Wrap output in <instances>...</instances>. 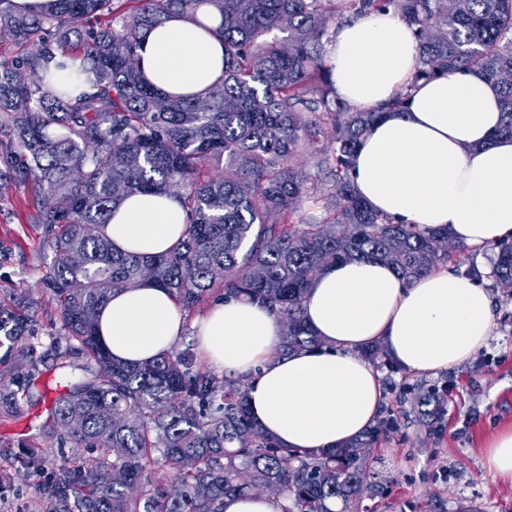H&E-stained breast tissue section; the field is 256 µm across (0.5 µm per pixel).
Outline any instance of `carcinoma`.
Instances as JSON below:
<instances>
[{
	"mask_svg": "<svg viewBox=\"0 0 512 512\" xmlns=\"http://www.w3.org/2000/svg\"><path fill=\"white\" fill-rule=\"evenodd\" d=\"M128 5L120 13L115 2ZM393 11L419 42L412 82L481 71L500 90L501 135L512 136V0H55L46 13L0 0V184L29 185L35 223L52 253L44 285L59 308L60 336L47 354L82 374L54 400L43 430L58 446L93 448L57 463L31 446L0 465V496L14 473L32 478L24 512H224V497L276 484L283 512H352L371 489L366 449L392 428L378 421L334 451L284 448L251 419L241 378L198 364L187 345L134 366L112 361L96 323L116 289L153 285L183 311L229 298L268 308L281 351L320 345L303 317L306 291L332 262L374 258L401 277L441 263L483 274L448 232L399 224L371 209L350 179L369 127L403 104L358 112L336 96L318 46L331 20ZM180 15L224 42V81L203 96L165 94L142 74L147 34ZM288 32V44L268 40ZM57 54L79 61L73 84L52 91ZM333 150H328V143ZM307 153L311 173L293 164ZM224 167L218 178L205 175ZM331 183L320 224L294 216L315 182ZM170 193L190 218L170 251L142 256L113 248L112 209L141 193ZM493 274L512 284V238L492 245ZM0 384V421L33 392L36 363L13 365ZM420 415L442 419L432 387Z\"/></svg>",
	"mask_w": 512,
	"mask_h": 512,
	"instance_id": "obj_1",
	"label": "carcinoma"
}]
</instances>
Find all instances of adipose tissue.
Here are the masks:
<instances>
[{"mask_svg":"<svg viewBox=\"0 0 512 512\" xmlns=\"http://www.w3.org/2000/svg\"><path fill=\"white\" fill-rule=\"evenodd\" d=\"M147 80L164 92L203 93L224 78V46L172 17L138 51ZM338 96L372 112L407 92L402 111L375 123L351 176L364 199L396 221L447 229L478 250L512 238V138L501 135L494 85L471 70L413 82L418 42L396 14L371 13L339 27L327 46ZM188 216L165 193L139 194L113 210L108 231L118 250L155 256L179 242ZM320 346L280 351L282 328L269 310L238 300L213 305L194 324L201 359L216 373L246 380L251 414L290 447L333 450L375 423L384 396L362 352L383 345L407 372L435 374L483 349L495 315L487 289L447 269L404 281L384 262L326 267L304 302ZM98 334L114 360L138 363L171 350L185 332L183 313L165 290L113 292ZM488 473L512 485V427L485 449Z\"/></svg>","mask_w":512,"mask_h":512,"instance_id":"ef3b65f1","label":"adipose tissue"}]
</instances>
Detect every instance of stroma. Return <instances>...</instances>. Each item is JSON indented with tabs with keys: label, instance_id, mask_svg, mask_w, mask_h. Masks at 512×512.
<instances>
[{
	"label": "stroma",
	"instance_id": "1",
	"mask_svg": "<svg viewBox=\"0 0 512 512\" xmlns=\"http://www.w3.org/2000/svg\"><path fill=\"white\" fill-rule=\"evenodd\" d=\"M29 188L0 186V305L24 315L26 328L14 355L39 363L37 388L46 398L66 380L45 350L59 333L58 310L43 285L51 252L45 230L34 221ZM495 306V327L486 347L469 363L436 374H411L379 366L384 388L381 417L395 425L367 452L373 489L358 512H512V485L494 480L484 468V451L501 429L512 426V290L491 275L488 255L476 259ZM446 390L441 425L431 428L415 409L418 394ZM15 422L0 425V452L16 455L30 444L56 447L45 436L43 419L27 402L16 405Z\"/></svg>",
	"mask_w": 512,
	"mask_h": 512
}]
</instances>
